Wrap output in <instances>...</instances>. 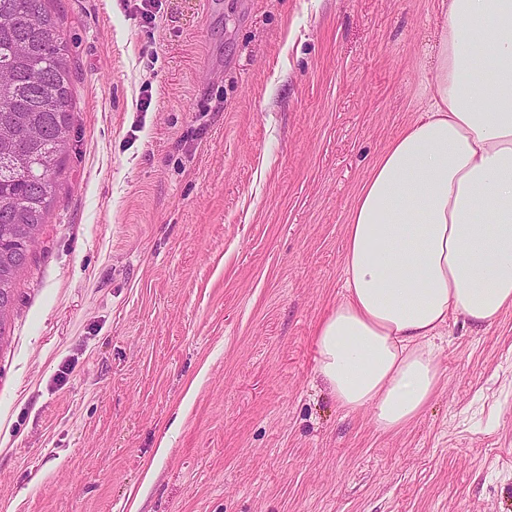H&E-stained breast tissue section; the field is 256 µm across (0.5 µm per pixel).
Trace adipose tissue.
I'll return each mask as SVG.
<instances>
[{
    "label": "adipose tissue",
    "mask_w": 512,
    "mask_h": 512,
    "mask_svg": "<svg viewBox=\"0 0 512 512\" xmlns=\"http://www.w3.org/2000/svg\"><path fill=\"white\" fill-rule=\"evenodd\" d=\"M439 11L427 104L362 183L342 298L315 333L337 407L371 410L386 433L435 396L449 320L486 327L512 308V0H439Z\"/></svg>",
    "instance_id": "adipose-tissue-1"
}]
</instances>
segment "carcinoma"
I'll list each match as a JSON object with an SVG mask.
<instances>
[{"label":"carcinoma","mask_w":512,"mask_h":512,"mask_svg":"<svg viewBox=\"0 0 512 512\" xmlns=\"http://www.w3.org/2000/svg\"><path fill=\"white\" fill-rule=\"evenodd\" d=\"M0 130L14 148L0 150V298L14 297L38 233L55 199L73 130V66L51 0H0Z\"/></svg>","instance_id":"1"}]
</instances>
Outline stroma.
I'll return each instance as SVG.
<instances>
[{"mask_svg": "<svg viewBox=\"0 0 512 512\" xmlns=\"http://www.w3.org/2000/svg\"><path fill=\"white\" fill-rule=\"evenodd\" d=\"M210 2L53 0L73 131L0 335V512H512V308L449 323L397 432L317 367L436 0Z\"/></svg>", "mask_w": 512, "mask_h": 512, "instance_id": "1", "label": "stroma"}]
</instances>
